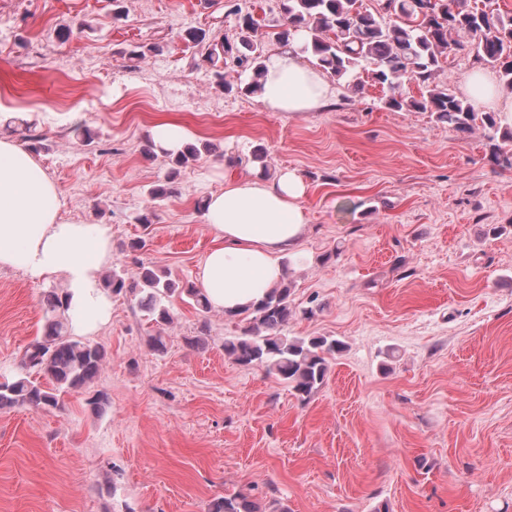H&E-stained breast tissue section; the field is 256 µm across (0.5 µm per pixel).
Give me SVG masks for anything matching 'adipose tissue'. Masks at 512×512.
Listing matches in <instances>:
<instances>
[{"label":"adipose tissue","instance_id":"1","mask_svg":"<svg viewBox=\"0 0 512 512\" xmlns=\"http://www.w3.org/2000/svg\"><path fill=\"white\" fill-rule=\"evenodd\" d=\"M260 98L275 112L298 114L324 106L334 90L324 72L285 50L266 63ZM462 90L477 108L500 113L512 126V96L494 76L473 69ZM309 186L295 171L275 176L253 168L224 171V188L204 201V219L217 243L197 271L211 309L224 312L260 302L286 276L285 261L301 245ZM64 203L41 162L14 140L0 138V268L24 271L35 282L63 278L75 335L95 334L112 315L101 286L112 261V230L65 218Z\"/></svg>","mask_w":512,"mask_h":512}]
</instances>
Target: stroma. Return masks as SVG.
Listing matches in <instances>:
<instances>
[{
  "mask_svg": "<svg viewBox=\"0 0 512 512\" xmlns=\"http://www.w3.org/2000/svg\"><path fill=\"white\" fill-rule=\"evenodd\" d=\"M281 3L0 0V137L26 122L42 136L36 156L64 216L110 225L112 270L133 279L144 263L196 283L214 244L204 197L223 190L225 165L250 170L261 146L270 173L293 169L309 185L287 333L346 345L303 403L225 356L239 318L178 300L159 328L133 297L113 296L91 337L108 361L90 388L57 408L0 409V512H206L237 492L290 512H512V169L487 157L504 127L462 134L429 112L389 110L367 72L362 92L333 81L334 98L299 115L216 89L180 32L233 35L241 10L273 24ZM150 44L160 52L130 57ZM165 121L213 150L154 201L170 159L142 148ZM135 240L143 248L129 251ZM64 287L0 269V376L41 335L44 296ZM203 322L205 347L188 345ZM156 333L166 353L150 350Z\"/></svg>",
  "mask_w": 512,
  "mask_h": 512,
  "instance_id": "35a3bbf8",
  "label": "stroma"
}]
</instances>
